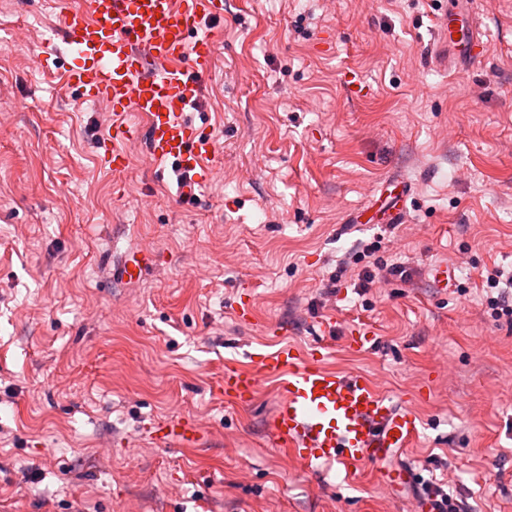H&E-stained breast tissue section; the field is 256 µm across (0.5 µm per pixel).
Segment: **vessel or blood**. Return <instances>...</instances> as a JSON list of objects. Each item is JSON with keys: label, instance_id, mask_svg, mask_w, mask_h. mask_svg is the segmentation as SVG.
<instances>
[{"label": "vessel or blood", "instance_id": "vessel-or-blood-1", "mask_svg": "<svg viewBox=\"0 0 512 512\" xmlns=\"http://www.w3.org/2000/svg\"><path fill=\"white\" fill-rule=\"evenodd\" d=\"M58 27L72 60L59 64L38 45V68L63 69L65 89L104 103L110 114L109 143L101 159L113 177L129 166L128 144L145 140L153 161L173 160L190 176L207 170L216 147L185 114L200 102V88L215 65L213 20L223 18V0H58ZM148 248L128 250L114 271L135 283L155 266ZM245 361L225 366L219 393L244 405L262 378L274 382L277 404L267 431L275 449L303 464L338 466L357 474L380 466L381 482L402 490L416 471L401 456L419 438L422 421L407 398L382 393L361 372H339L326 363L324 347H253ZM193 419L176 417L159 425L157 445L186 448L197 439Z\"/></svg>", "mask_w": 512, "mask_h": 512}]
</instances>
